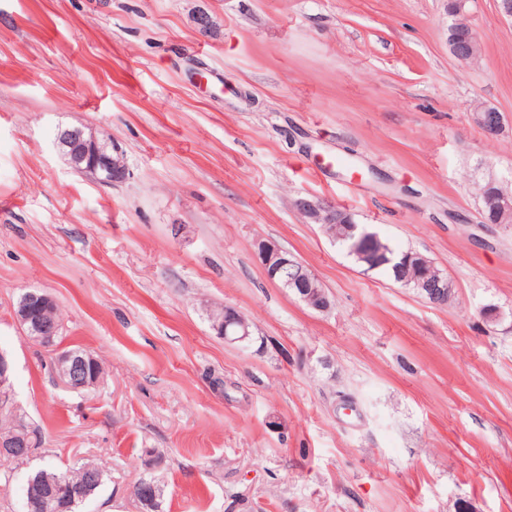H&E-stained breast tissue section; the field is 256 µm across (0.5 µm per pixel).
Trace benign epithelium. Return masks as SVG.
Masks as SVG:
<instances>
[{
    "mask_svg": "<svg viewBox=\"0 0 512 512\" xmlns=\"http://www.w3.org/2000/svg\"><path fill=\"white\" fill-rule=\"evenodd\" d=\"M477 43H479V38L475 33L472 34V41L465 48L462 47V43L457 37H448L450 54L461 62L474 55ZM472 112H474V120L485 133L496 136L502 132L503 117L496 108L478 103L473 107ZM55 145L65 162L73 170L89 174L105 185L123 182L130 177V170L123 161L121 150L110 139L90 128L61 126L58 128ZM295 207L309 224H319L325 227L329 224L344 223L342 213L338 212L334 206L325 204L318 199L300 196L295 200ZM258 256L270 279L277 280L285 286L295 283V279L286 275L288 267L294 264L293 255L274 243L261 242L258 244ZM309 282L313 283V286L298 289L300 300L314 310L321 312L328 310L330 302L316 286V282H318L316 276L310 275ZM416 287L419 288L420 295L434 304H442L452 296V289L448 288V276L446 275L429 281H418ZM49 304H51V299L47 295L28 293L15 311L20 326L28 328L31 332L35 330L40 336L53 335V332L48 330L49 323L35 312L37 307ZM232 322L235 324V328L224 330L218 327L216 328L217 334L231 344L247 342L252 336L249 325L237 316L233 317ZM77 363L78 358L71 353L62 352L58 355L55 373L59 382L63 384L68 382ZM66 493L67 486L63 480L58 481L55 488L46 496L37 497L26 492L22 498L23 512H36L48 502L64 498Z\"/></svg>",
    "mask_w": 512,
    "mask_h": 512,
    "instance_id": "7a95c632",
    "label": "benign epithelium"
}]
</instances>
